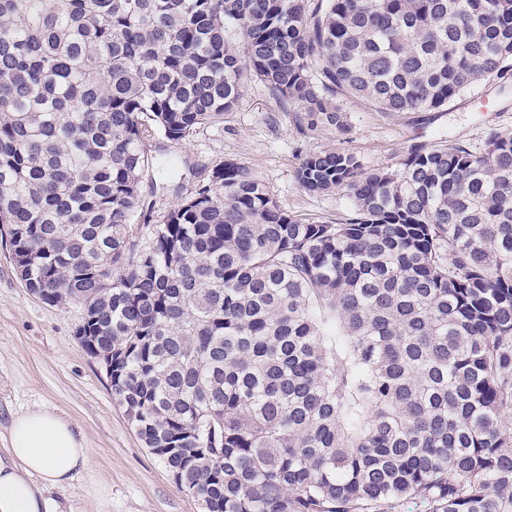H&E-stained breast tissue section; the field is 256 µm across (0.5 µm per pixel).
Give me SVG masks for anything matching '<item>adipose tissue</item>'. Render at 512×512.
Instances as JSON below:
<instances>
[{"instance_id":"1","label":"adipose tissue","mask_w":512,"mask_h":512,"mask_svg":"<svg viewBox=\"0 0 512 512\" xmlns=\"http://www.w3.org/2000/svg\"><path fill=\"white\" fill-rule=\"evenodd\" d=\"M89 465L90 450L69 419L44 407L26 411L13 419L0 457V512H58L48 489Z\"/></svg>"}]
</instances>
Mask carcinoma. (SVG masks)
Instances as JSON below:
<instances>
[{
	"mask_svg": "<svg viewBox=\"0 0 512 512\" xmlns=\"http://www.w3.org/2000/svg\"><path fill=\"white\" fill-rule=\"evenodd\" d=\"M241 29L245 52L228 34ZM314 124L430 112L512 72V0H0V238L84 309L144 447L204 512H512V137L396 170L303 158L334 224L234 160L132 240L152 151L244 70Z\"/></svg>",
	"mask_w": 512,
	"mask_h": 512,
	"instance_id": "carcinoma-1",
	"label": "carcinoma"
}]
</instances>
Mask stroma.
<instances>
[{
  "label": "stroma",
  "instance_id": "35a3bbf8",
  "mask_svg": "<svg viewBox=\"0 0 512 512\" xmlns=\"http://www.w3.org/2000/svg\"><path fill=\"white\" fill-rule=\"evenodd\" d=\"M339 106L344 127L323 115L302 126L261 82L245 77L238 104L222 121L169 145L182 160L175 178L144 176L147 210L133 220V240L145 243L148 225L230 159L250 166L285 212L333 222L350 201L340 191L311 194L300 187L296 170L308 154L340 150L355 155L364 171L393 170L414 145L479 149L488 130L512 135V77L485 79L438 112H374L351 99ZM81 317L79 305L50 306L23 288L10 248L0 242V456L12 419L46 407L71 420L91 450L89 469L49 492L61 512H202L137 437L104 370L75 336Z\"/></svg>",
  "mask_w": 512,
  "mask_h": 512
}]
</instances>
